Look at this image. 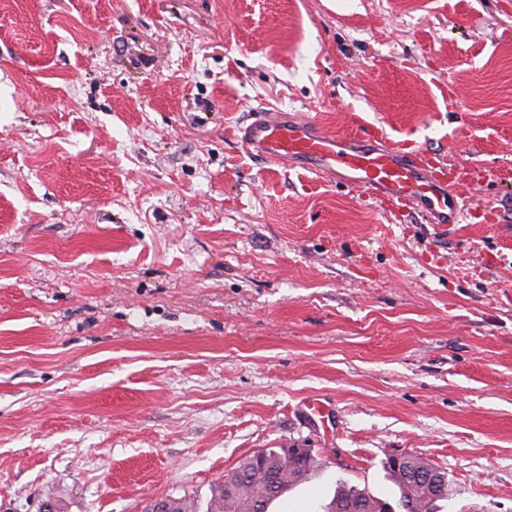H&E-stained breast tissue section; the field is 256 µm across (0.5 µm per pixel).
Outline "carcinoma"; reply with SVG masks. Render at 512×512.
<instances>
[{
	"instance_id": "obj_1",
	"label": "carcinoma",
	"mask_w": 512,
	"mask_h": 512,
	"mask_svg": "<svg viewBox=\"0 0 512 512\" xmlns=\"http://www.w3.org/2000/svg\"><path fill=\"white\" fill-rule=\"evenodd\" d=\"M281 452L280 448H265L241 459L208 500L170 498L167 512H271L272 504L282 501L317 464L316 457L302 456L287 466L281 462ZM385 470L396 488V502L409 512H436L437 502L448 498V473L419 456L409 455L400 471L388 464ZM356 501L369 504L370 512H387L390 506V502L339 480L323 512H347Z\"/></svg>"
}]
</instances>
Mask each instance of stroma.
Segmentation results:
<instances>
[{
  "mask_svg": "<svg viewBox=\"0 0 512 512\" xmlns=\"http://www.w3.org/2000/svg\"><path fill=\"white\" fill-rule=\"evenodd\" d=\"M266 107L487 177L440 235L249 154ZM296 445L285 512L393 498L400 454L439 512H512V0H0V512ZM355 501H364L369 504L371 512H391L386 510L391 504L389 501L369 495L353 486H348L341 480L336 482L335 493L331 501L322 507V511L347 512V509Z\"/></svg>",
  "mask_w": 512,
  "mask_h": 512,
  "instance_id": "stroma-1",
  "label": "stroma"
}]
</instances>
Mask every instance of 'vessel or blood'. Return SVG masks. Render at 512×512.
Instances as JSON below:
<instances>
[{"label":"vessel or blood","mask_w":512,"mask_h":512,"mask_svg":"<svg viewBox=\"0 0 512 512\" xmlns=\"http://www.w3.org/2000/svg\"><path fill=\"white\" fill-rule=\"evenodd\" d=\"M240 140L248 152L349 186L381 208L416 211L439 233L460 221L462 180L483 177L478 170L453 171L447 159L393 137L381 122L360 121L358 134L343 137L311 119L260 109L241 128Z\"/></svg>","instance_id":"1"}]
</instances>
